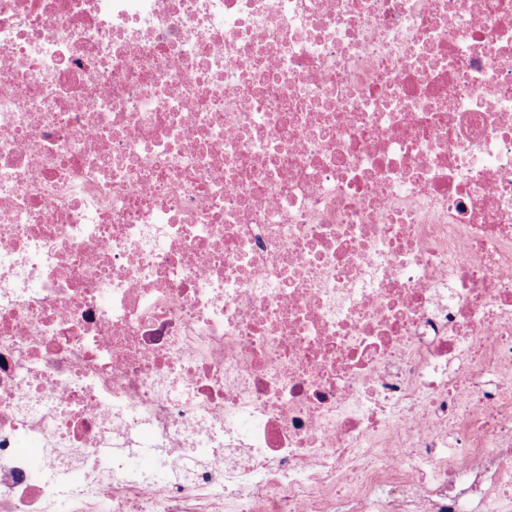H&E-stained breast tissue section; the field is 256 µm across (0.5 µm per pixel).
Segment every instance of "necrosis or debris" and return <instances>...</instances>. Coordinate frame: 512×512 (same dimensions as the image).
Returning a JSON list of instances; mask_svg holds the SVG:
<instances>
[{"label": "necrosis or debris", "mask_w": 512, "mask_h": 512, "mask_svg": "<svg viewBox=\"0 0 512 512\" xmlns=\"http://www.w3.org/2000/svg\"><path fill=\"white\" fill-rule=\"evenodd\" d=\"M509 506L512 0H0V512Z\"/></svg>", "instance_id": "4bbe7bcc"}]
</instances>
